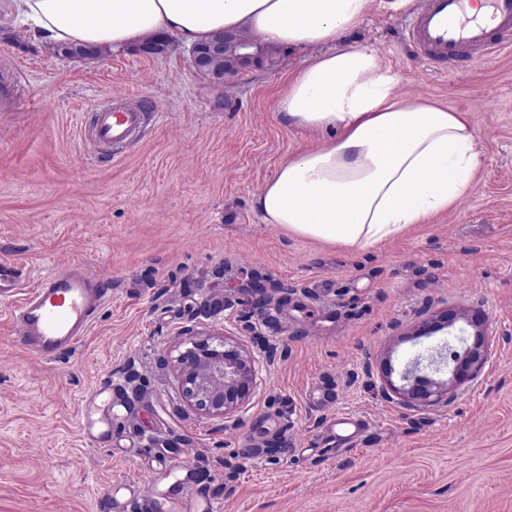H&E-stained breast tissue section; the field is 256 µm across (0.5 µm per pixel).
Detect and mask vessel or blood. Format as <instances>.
<instances>
[{
  "label": "vessel or blood",
  "instance_id": "obj_1",
  "mask_svg": "<svg viewBox=\"0 0 512 512\" xmlns=\"http://www.w3.org/2000/svg\"><path fill=\"white\" fill-rule=\"evenodd\" d=\"M481 15H468L471 0H421L407 31L415 52L439 70L477 57L494 58L512 51V0H483ZM142 110L116 104L95 112L93 139L121 152L143 132ZM0 298L12 301L17 344L34 356L50 360L70 350L88 331L102 290L95 275L75 264L25 287L22 270L0 261ZM111 382L99 383L86 396L79 414L85 439L95 442L112 431ZM362 429L345 414L332 416L326 439L340 447L352 446ZM193 449H184L169 464L178 475L166 490L134 483L112 485L99 497V512H215L211 497L190 475Z\"/></svg>",
  "mask_w": 512,
  "mask_h": 512
}]
</instances>
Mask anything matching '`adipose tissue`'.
I'll use <instances>...</instances> for the list:
<instances>
[{
    "label": "adipose tissue",
    "mask_w": 512,
    "mask_h": 512,
    "mask_svg": "<svg viewBox=\"0 0 512 512\" xmlns=\"http://www.w3.org/2000/svg\"><path fill=\"white\" fill-rule=\"evenodd\" d=\"M415 0H9L37 41L118 49L155 32L197 45L241 31L264 45L312 49L276 107L290 124L338 136L282 163L256 196L266 223L366 249L448 210L473 186L481 150L464 113L398 97L367 47H340L372 9Z\"/></svg>",
    "instance_id": "obj_1"
}]
</instances>
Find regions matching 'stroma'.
<instances>
[{
	"label": "stroma",
	"instance_id": "1",
	"mask_svg": "<svg viewBox=\"0 0 512 512\" xmlns=\"http://www.w3.org/2000/svg\"><path fill=\"white\" fill-rule=\"evenodd\" d=\"M408 15L372 11L348 46L375 50L400 97L465 113L482 150L473 189L423 224L360 250L266 223L279 164L332 141L276 108L310 50L216 82L190 49L63 58L0 10V261L28 282L63 264L107 290L75 349L19 348L0 301V512H97L98 492L176 474L218 512H512V54L436 72L406 41ZM113 95L151 120L122 153L86 135ZM465 314L468 326L418 337ZM483 331L488 360L449 401L385 396L404 365ZM226 337L255 359L228 419L189 408L168 362L181 342ZM112 382V440L93 444L82 398ZM365 421L355 446H322L332 414ZM250 455H243V448Z\"/></svg>",
	"mask_w": 512,
	"mask_h": 512
}]
</instances>
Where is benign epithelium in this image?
<instances>
[{
    "instance_id": "7a95c632",
    "label": "benign epithelium",
    "mask_w": 512,
    "mask_h": 512,
    "mask_svg": "<svg viewBox=\"0 0 512 512\" xmlns=\"http://www.w3.org/2000/svg\"><path fill=\"white\" fill-rule=\"evenodd\" d=\"M230 44L234 47L233 65L224 66V72L219 75V79L235 77L243 69L266 64L257 53L251 51V45L247 41H233L226 35L206 45L193 46V66L196 70H201L207 58L223 53ZM226 345L225 340L219 341L217 348L207 338L194 340L190 347L179 352L173 360L185 403L209 417H225L234 413L245 397L255 371V362L251 356L234 345L229 349ZM486 362V353L481 350L478 342L470 347L465 358L459 360L474 375L481 372ZM419 364L420 360L417 359L402 371L403 384L399 387L390 386L395 394L408 403L421 405H430L452 395L453 388L459 381L455 373L446 380L432 379L424 388L413 387L411 379Z\"/></svg>"
}]
</instances>
